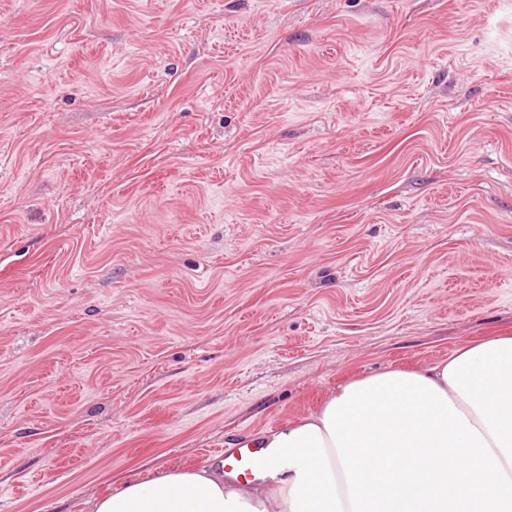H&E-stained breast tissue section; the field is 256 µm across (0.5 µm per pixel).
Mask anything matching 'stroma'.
<instances>
[{
	"label": "stroma",
	"mask_w": 512,
	"mask_h": 512,
	"mask_svg": "<svg viewBox=\"0 0 512 512\" xmlns=\"http://www.w3.org/2000/svg\"><path fill=\"white\" fill-rule=\"evenodd\" d=\"M502 333L512 0H0V512Z\"/></svg>",
	"instance_id": "1"
}]
</instances>
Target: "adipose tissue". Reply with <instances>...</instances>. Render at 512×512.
I'll use <instances>...</instances> for the list:
<instances>
[{
  "instance_id": "1",
  "label": "adipose tissue",
  "mask_w": 512,
  "mask_h": 512,
  "mask_svg": "<svg viewBox=\"0 0 512 512\" xmlns=\"http://www.w3.org/2000/svg\"><path fill=\"white\" fill-rule=\"evenodd\" d=\"M253 492L217 464L131 480L91 512H512V334L341 385L264 437Z\"/></svg>"
}]
</instances>
